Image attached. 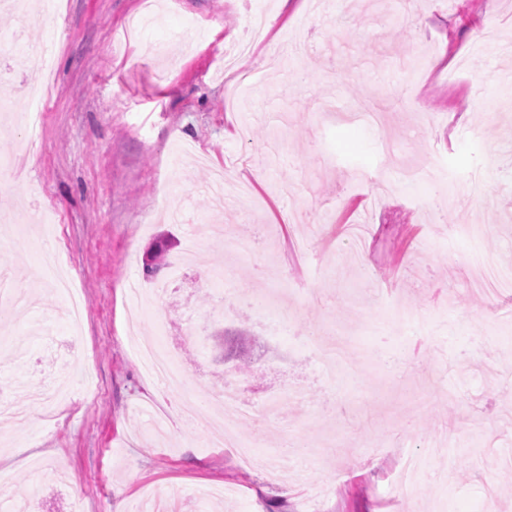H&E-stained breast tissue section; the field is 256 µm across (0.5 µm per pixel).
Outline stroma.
Segmentation results:
<instances>
[{
  "label": "stroma",
  "mask_w": 512,
  "mask_h": 512,
  "mask_svg": "<svg viewBox=\"0 0 512 512\" xmlns=\"http://www.w3.org/2000/svg\"><path fill=\"white\" fill-rule=\"evenodd\" d=\"M55 0L45 16L0 10L13 45L0 80V272L24 308L0 301V401L26 414L0 433V512H512V293L490 298L463 276L470 225L512 267V154L480 169L479 142L512 141V86L419 80L424 111L398 86L406 59L466 55L465 75L512 65L506 0ZM264 15L268 43L245 61L260 86L226 105L218 63L229 30ZM204 28L195 39L188 18ZM53 37L54 76L37 139L12 114L34 81L21 56ZM379 125L362 127L359 102ZM432 163L414 184L404 173ZM224 185H254L258 208L213 227L215 168ZM494 189L485 209L448 203L471 177ZM457 229L449 240V229ZM254 234L252 252H229ZM185 274L163 301L132 310L131 282L150 290L156 244ZM74 278L83 323L61 313L54 260ZM270 295L262 314L224 304L226 284ZM413 310L407 335L372 322ZM351 336L344 373L323 378L311 342ZM175 351L198 390L232 378L261 402L291 390L264 423L242 420L230 443L206 445L178 396L152 378L138 342ZM457 437L448 458L413 486L398 475L408 451ZM28 451L17 453L18 443ZM257 446L254 465L235 447ZM361 458V471L350 466Z\"/></svg>",
  "instance_id": "1"
}]
</instances>
